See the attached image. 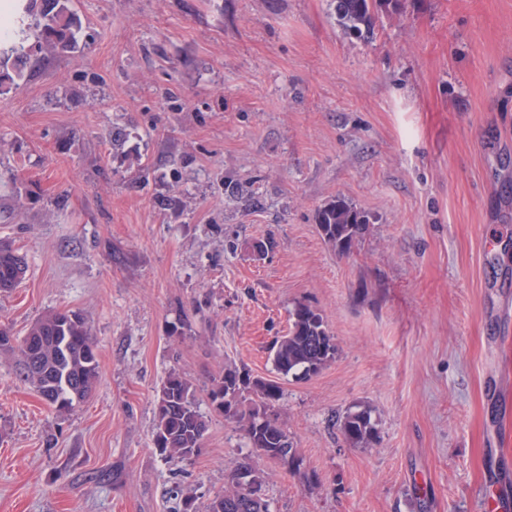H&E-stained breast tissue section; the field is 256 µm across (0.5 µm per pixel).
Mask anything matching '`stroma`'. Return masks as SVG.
Returning a JSON list of instances; mask_svg holds the SVG:
<instances>
[{"label": "stroma", "instance_id": "35a3bbf8", "mask_svg": "<svg viewBox=\"0 0 512 512\" xmlns=\"http://www.w3.org/2000/svg\"><path fill=\"white\" fill-rule=\"evenodd\" d=\"M69 7L78 48L32 47L0 95V240L28 264L0 324L79 312L99 374L60 414L0 353V512H205L242 433L209 412L164 461L155 395L174 369L205 400L228 366L278 380L318 475L258 461L271 512H486L512 489V0H403L369 40L329 0ZM339 196L370 216L345 255L315 222ZM299 303L339 351L280 379ZM356 405L367 448L337 425ZM340 430L345 441L354 448H366L379 438V429L367 406L348 409L340 420Z\"/></svg>", "mask_w": 512, "mask_h": 512}]
</instances>
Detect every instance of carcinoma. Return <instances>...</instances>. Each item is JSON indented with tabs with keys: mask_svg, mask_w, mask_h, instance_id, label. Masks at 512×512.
Returning <instances> with one entry per match:
<instances>
[{
	"mask_svg": "<svg viewBox=\"0 0 512 512\" xmlns=\"http://www.w3.org/2000/svg\"><path fill=\"white\" fill-rule=\"evenodd\" d=\"M67 0H12L8 13L0 14V91L16 61L24 57L25 44L41 38L51 49L70 51L78 45L79 21ZM401 0H331L336 24L350 38L365 39L373 33L379 13L399 10ZM319 232L336 252H350L365 233L369 216L343 198L318 209ZM26 259L11 243L0 241V291L17 287L25 277ZM0 350L17 356L18 376L53 406L69 412L92 392L99 374L98 348L84 318L71 310L55 311L33 322L22 339L0 326ZM335 336L323 315L298 304L289 312L288 333L276 339L270 356L276 372L284 377L308 379L335 360ZM282 390L275 381L255 378L246 368L228 366L213 380L206 398L209 407L242 427L246 455L226 474L229 488L214 497L207 512H270L265 496H248L242 483L264 491L265 477L255 464L265 459L289 471L299 472L304 459L298 454L288 430L279 421L275 403ZM208 430L189 381L179 372H169L156 390L153 447L166 461H185L197 456ZM345 441L366 448L379 438V429L367 406L348 409L340 420Z\"/></svg>",
	"mask_w": 512,
	"mask_h": 512,
	"instance_id": "cac0c4a2",
	"label": "carcinoma"
}]
</instances>
